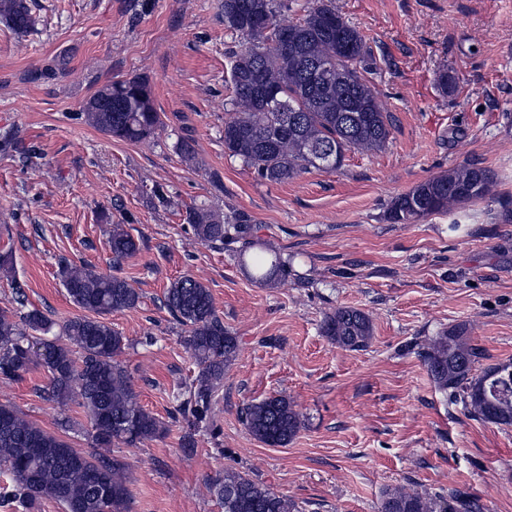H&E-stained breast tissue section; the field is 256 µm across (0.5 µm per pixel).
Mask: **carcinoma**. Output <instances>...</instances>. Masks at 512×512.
I'll return each mask as SVG.
<instances>
[{
    "label": "carcinoma",
    "instance_id": "1",
    "mask_svg": "<svg viewBox=\"0 0 512 512\" xmlns=\"http://www.w3.org/2000/svg\"><path fill=\"white\" fill-rule=\"evenodd\" d=\"M0 18L19 33L32 23L26 0H0ZM224 23L249 37L231 60L233 112L224 121L229 156L261 179L282 183L311 169H326L319 155L323 149L335 152L339 167L349 151H378L386 145L391 118L365 77L374 69L372 51L332 0H317L302 21L291 24L276 20L273 0H224ZM314 64L329 67L330 76L313 73ZM83 115L98 131L133 142L154 139L163 126L142 77L102 86L86 102ZM490 183L485 169L450 168L396 197L387 220L414 224L458 203L482 200ZM188 223L200 243L237 255L256 282L272 284L288 276L290 257L253 255L264 246L254 238L249 217L231 213L221 218L195 208ZM110 247L116 262L139 250L122 224L112 225ZM58 275L70 300L95 316L73 317L61 325L60 336L38 341L36 336L47 334L52 322L39 310L26 309L25 295L16 292V308L0 309V380H20L33 366H42L50 376L49 400L61 407L79 401L100 452L83 453L14 407L0 404V469L11 477L3 498L24 512L43 499L59 502L65 512H124L126 464L105 450L114 443L151 440L165 427L140 405L117 360L128 339L100 316L136 307L140 294L127 279L87 265L65 262ZM165 305L188 328L186 344L200 367L185 391L182 410L203 421L224 371L238 356L237 337L216 314L210 290L193 276L167 288ZM321 331L349 350L367 347L373 336L370 318L348 307L327 314ZM421 356L435 384L470 416L512 426V362L474 374L477 351L466 326L434 337ZM242 421L255 439L273 447L287 445L301 428L300 415L285 396L248 404ZM212 488L224 512H299L293 500L233 468L224 469ZM379 512H485V507L479 498L457 490L432 497L395 487L386 492Z\"/></svg>",
    "mask_w": 512,
    "mask_h": 512
}]
</instances>
